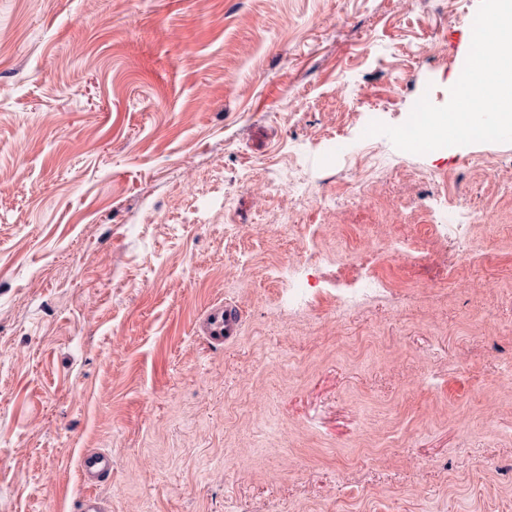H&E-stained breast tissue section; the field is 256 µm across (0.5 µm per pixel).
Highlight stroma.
<instances>
[{"label": "stroma", "instance_id": "stroma-1", "mask_svg": "<svg viewBox=\"0 0 512 512\" xmlns=\"http://www.w3.org/2000/svg\"><path fill=\"white\" fill-rule=\"evenodd\" d=\"M479 5L0 0V512H512V142L364 134ZM240 312L230 304L209 311L205 322V333L214 341L227 343L234 340L241 329ZM78 467L84 485L91 488L112 476V457L101 451H86L79 456Z\"/></svg>", "mask_w": 512, "mask_h": 512}]
</instances>
